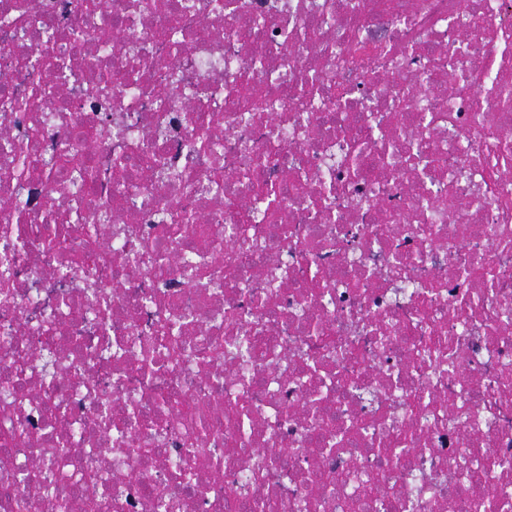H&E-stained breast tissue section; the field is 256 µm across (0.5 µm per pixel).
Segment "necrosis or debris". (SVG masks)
Instances as JSON below:
<instances>
[{
  "instance_id": "necrosis-or-debris-1",
  "label": "necrosis or debris",
  "mask_w": 512,
  "mask_h": 512,
  "mask_svg": "<svg viewBox=\"0 0 512 512\" xmlns=\"http://www.w3.org/2000/svg\"><path fill=\"white\" fill-rule=\"evenodd\" d=\"M62 1L0 0V100ZM66 1L64 94L0 107V512H512V0ZM89 131L90 176L47 177ZM36 191L54 222L16 220ZM174 317L181 358L142 357Z\"/></svg>"
}]
</instances>
